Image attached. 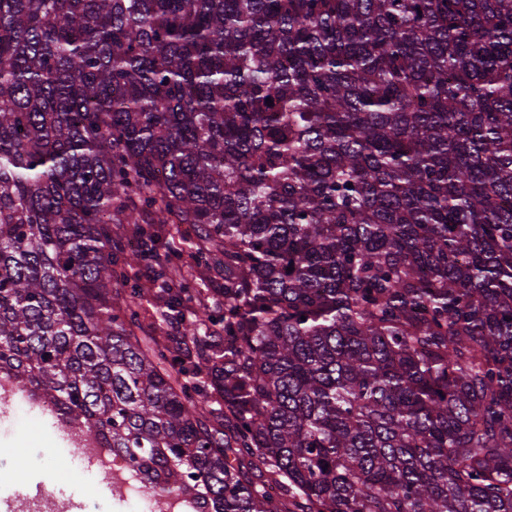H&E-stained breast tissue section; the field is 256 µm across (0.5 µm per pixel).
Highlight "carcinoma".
Returning a JSON list of instances; mask_svg holds the SVG:
<instances>
[{
    "mask_svg": "<svg viewBox=\"0 0 512 512\" xmlns=\"http://www.w3.org/2000/svg\"><path fill=\"white\" fill-rule=\"evenodd\" d=\"M1 378L206 512H512V0H0ZM153 228L159 236L161 256L164 258L168 254L171 265L183 268L186 273L184 282L187 288H190L193 293H201L213 309L223 304L224 268L218 264L205 269H200L197 266L195 260L190 256L191 252H196L195 248L190 249V245L181 240L187 225L154 224ZM118 272L123 271L126 275L124 280H118L114 283L113 294L123 295L125 292L130 291L133 286L144 288V299L142 307L144 310L140 314V329L135 328L137 336H153L159 344L166 343V336L168 334L165 324L162 323L159 308L160 302L154 298V288L148 282V275L150 269L144 266H127L123 264L122 258L118 262V267H114Z\"/></svg>",
    "mask_w": 512,
    "mask_h": 512,
    "instance_id": "cac0c4a2",
    "label": "carcinoma"
}]
</instances>
